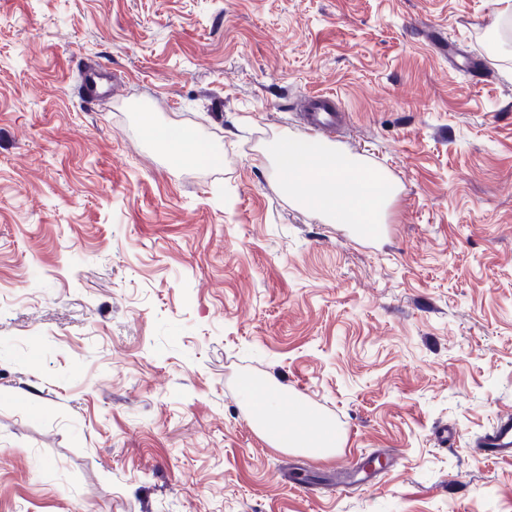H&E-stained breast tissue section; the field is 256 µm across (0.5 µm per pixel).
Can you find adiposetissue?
I'll return each instance as SVG.
<instances>
[{
    "instance_id": "1",
    "label": "adipose tissue",
    "mask_w": 512,
    "mask_h": 512,
    "mask_svg": "<svg viewBox=\"0 0 512 512\" xmlns=\"http://www.w3.org/2000/svg\"><path fill=\"white\" fill-rule=\"evenodd\" d=\"M142 126L146 136L162 142L174 159L192 162L198 158L201 140L195 129L182 127L173 138H165L164 127L148 112L142 115ZM270 154L281 173L284 192L301 209L354 228L384 223L395 188L382 172L363 167L357 156L322 140L288 135L273 142ZM252 402L255 427L278 447L317 454L335 447L337 439L332 432L312 438V424L302 411L285 415L276 393H253Z\"/></svg>"
}]
</instances>
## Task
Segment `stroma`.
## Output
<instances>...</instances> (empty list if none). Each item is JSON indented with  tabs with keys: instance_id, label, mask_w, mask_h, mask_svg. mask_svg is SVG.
Here are the masks:
<instances>
[{
	"instance_id": "1",
	"label": "stroma",
	"mask_w": 512,
	"mask_h": 512,
	"mask_svg": "<svg viewBox=\"0 0 512 512\" xmlns=\"http://www.w3.org/2000/svg\"><path fill=\"white\" fill-rule=\"evenodd\" d=\"M325 93L396 185L380 238L269 166ZM268 382L331 454L255 428ZM506 411L512 0H0V512H512ZM142 126L146 136L163 144L169 154L180 162H194L199 157L201 140L194 128L179 127L173 139L164 136L166 128L157 122L150 112L142 115ZM491 457L512 456V415H501L476 442Z\"/></svg>"
}]
</instances>
